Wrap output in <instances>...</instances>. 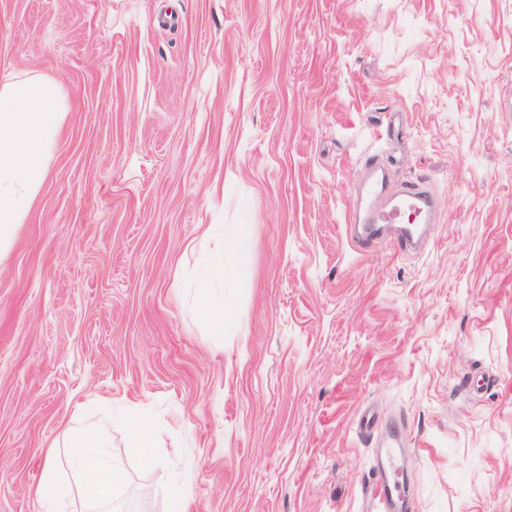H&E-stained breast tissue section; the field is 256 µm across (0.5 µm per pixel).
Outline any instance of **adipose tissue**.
Listing matches in <instances>:
<instances>
[{"label": "adipose tissue", "mask_w": 512, "mask_h": 512, "mask_svg": "<svg viewBox=\"0 0 512 512\" xmlns=\"http://www.w3.org/2000/svg\"><path fill=\"white\" fill-rule=\"evenodd\" d=\"M58 85L30 77L0 81V250L9 246L37 195L63 120ZM102 429L91 424L68 440V461L86 504L103 507L121 482V469L102 453Z\"/></svg>", "instance_id": "ef3b65f1"}]
</instances>
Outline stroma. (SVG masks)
<instances>
[{"instance_id": "1", "label": "stroma", "mask_w": 512, "mask_h": 512, "mask_svg": "<svg viewBox=\"0 0 512 512\" xmlns=\"http://www.w3.org/2000/svg\"><path fill=\"white\" fill-rule=\"evenodd\" d=\"M6 76L65 117L0 255V512L50 447L86 512L90 419L112 512H367L392 431L407 512H512V0H0ZM374 160L432 194L423 251L353 246ZM200 320L207 326L209 335L223 336L226 317L224 316V303H213L205 293H200L195 306ZM67 448L82 499L94 508L108 505L123 473L101 452L100 448H107L102 429L95 424L86 426L69 437ZM155 435L153 431L142 425H133L128 430L127 447L134 453L140 455L143 460L150 464L153 462L151 454L152 444Z\"/></svg>"}]
</instances>
